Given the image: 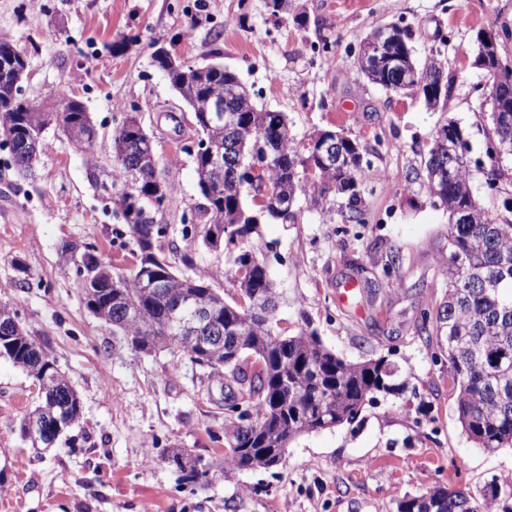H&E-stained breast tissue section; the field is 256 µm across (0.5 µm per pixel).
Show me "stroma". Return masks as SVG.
I'll use <instances>...</instances> for the list:
<instances>
[{"instance_id": "obj_1", "label": "stroma", "mask_w": 512, "mask_h": 512, "mask_svg": "<svg viewBox=\"0 0 512 512\" xmlns=\"http://www.w3.org/2000/svg\"><path fill=\"white\" fill-rule=\"evenodd\" d=\"M393 22L408 30L418 59L443 46L455 77L445 111L356 76L352 47ZM504 24L512 27V0H294L279 14L270 0H0V39L28 61L25 96L50 102L67 86L99 130L96 155L111 150L121 119L114 104L138 113L178 205L164 217L169 235L192 252L189 265L172 255L174 270L213 277L226 301L238 299L231 263L181 239V215L199 200L186 151L196 132L152 58L155 43L235 71L257 105L287 115L296 140L333 129L370 147L364 223L330 222L325 210L336 200L321 208L302 198L295 223L262 222L254 245L285 333L314 329L344 360L385 356L406 378L402 392L376 395L355 422L292 441L282 465L225 469L220 383L186 359L172 370L169 352L131 351L91 313L75 263L62 260L63 244L91 243L126 273L134 244L89 187L83 155L50 128L33 178L20 177L0 149V302L56 357L83 412L55 451L36 457L16 426L38 388L0 359V512H394L403 497L437 485L476 490L512 478L511 448L488 454L463 434L448 365L416 331L421 312L442 298L439 264L448 255V214L421 187L424 162L436 127L449 120L467 135L472 156L482 155L491 123L479 109L477 37ZM323 37L341 48L312 59ZM171 112L182 126L168 120ZM359 266L379 285L342 305L339 294ZM174 446L209 465L208 486L181 480L163 461Z\"/></svg>"}]
</instances>
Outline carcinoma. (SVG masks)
I'll return each mask as SVG.
<instances>
[{"label":"carcinoma","mask_w":512,"mask_h":512,"mask_svg":"<svg viewBox=\"0 0 512 512\" xmlns=\"http://www.w3.org/2000/svg\"><path fill=\"white\" fill-rule=\"evenodd\" d=\"M440 51L419 62L409 56L408 77L415 84L429 86L447 73ZM356 73L373 84L389 89L402 73H366L355 65ZM174 89L183 86L199 97L212 92L224 94V109L231 125H208L195 119L200 137H216L224 143V167L231 169L243 158L253 159L271 147L278 154L273 167L257 176V188L272 192L277 201L301 195L317 203L336 192L347 196L341 220L365 223L362 195L350 191L359 180L361 164L345 139L341 164L307 176L303 143L295 140L288 117L281 114L274 123L272 112L259 107L234 72L217 79L196 78L186 82L177 72L168 73ZM16 71L0 70V145L9 148L16 170L32 172L36 159L27 141L35 128L53 126L70 144L87 157L88 164L100 165L94 153L91 134L86 130L90 113L70 104V96L56 95L62 112H46L34 100L19 93ZM401 93L419 97L427 109L446 106L448 96L435 98L427 91L407 88ZM491 134L487 136L486 161L480 173L484 184L512 182L502 155L512 151V111L490 112ZM458 123L449 121L433 135L425 161L423 186L433 205L448 211V258L440 273L448 288L436 314H422L418 330L436 339L441 356L448 361V378L456 393L455 413L462 431L475 447L487 453L512 447V206L500 211L484 206L474 196L473 170L467 152L459 150L448 178L433 174L448 164V146L455 144ZM138 144L117 127L112 130V158L107 179L122 187L126 171L137 160ZM247 186L224 181V196L214 202L215 209L203 214L197 223L182 229L183 238L198 239L211 249L209 227L222 219L229 233L221 243L234 269L247 267L234 277L241 301L229 303L211 289L205 277L188 278L174 272L169 255L178 252L168 238L165 224H130L135 240L136 262L128 274L115 273L116 287L92 289L96 316L112 325L115 335L127 338L128 345L140 353L167 350L173 356L172 368L180 359L195 361L200 341L224 336L223 347L238 350V360L224 363V353L215 348L199 367L208 377L218 378L227 389L225 396L224 438L230 453L224 456L230 470H267L285 460L288 445L301 435L354 422L365 402L378 393L393 394L401 389L396 382L399 367L380 356L362 363H350L326 349L316 332L306 328L293 335L279 330L278 320H261L250 313V299L256 293L276 298L268 269L253 251L250 240L258 225L252 223L255 210L245 203ZM164 279L177 293L208 296L217 308L220 332L206 326L198 340H179L163 331L165 302L148 287ZM36 340L26 328L7 339L0 338V358L11 362L39 385V402L19 423L21 438L33 448L55 447L59 437L75 425L82 415L81 399L65 375L56 369L55 357L43 348L32 349ZM40 426L30 434L27 426ZM164 459L190 483L204 485L209 470L201 459L175 448ZM494 491L474 493L463 486H438L397 503L396 512H512V480L505 479Z\"/></svg>","instance_id":"carcinoma-1"}]
</instances>
